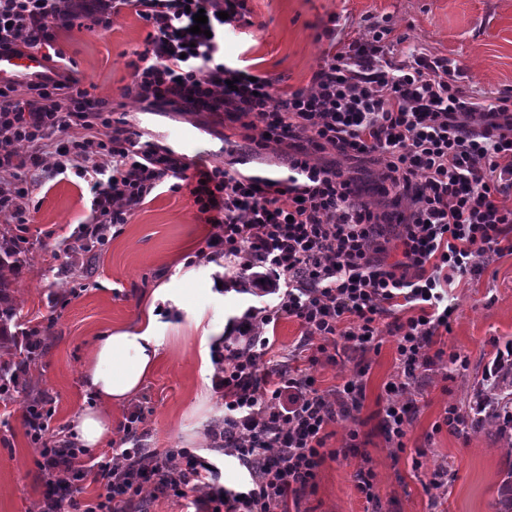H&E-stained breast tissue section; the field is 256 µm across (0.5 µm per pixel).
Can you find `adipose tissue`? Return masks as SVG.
I'll use <instances>...</instances> for the list:
<instances>
[{
    "label": "adipose tissue",
    "instance_id": "obj_1",
    "mask_svg": "<svg viewBox=\"0 0 512 512\" xmlns=\"http://www.w3.org/2000/svg\"><path fill=\"white\" fill-rule=\"evenodd\" d=\"M179 288L155 290L147 311V324L134 330H109L97 338L84 367L85 390L103 404H120L140 391L161 356L157 334L173 309L181 307ZM76 442L96 448L112 436V419L95 409H84L72 424Z\"/></svg>",
    "mask_w": 512,
    "mask_h": 512
}]
</instances>
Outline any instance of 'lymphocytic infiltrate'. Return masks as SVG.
Instances as JSON below:
<instances>
[{
  "instance_id": "obj_1",
  "label": "lymphocytic infiltrate",
  "mask_w": 512,
  "mask_h": 512,
  "mask_svg": "<svg viewBox=\"0 0 512 512\" xmlns=\"http://www.w3.org/2000/svg\"><path fill=\"white\" fill-rule=\"evenodd\" d=\"M128 6L149 27L121 93L129 105L225 113L262 150L306 141L281 177H242L232 159L198 169L190 190L213 226L205 260L237 257L245 270H260V293L279 297L234 320L214 381L224 418L204 433L250 480L220 485L218 464L187 448L94 456L42 443L39 512H130L171 495L192 496L205 512H289L315 485L329 426L361 412L365 398L361 375L322 390L310 367L395 337L402 373L386 385L381 426L398 444L418 413V370L444 359L464 366L436 339L450 328L455 280L481 259L512 254V204L500 197L512 183V93L466 95L447 59L408 45L389 25L325 53L305 86L281 92L224 60V30L243 20L245 0H92L84 13L75 0H0V54L39 52L46 63L0 84L1 224L25 223L24 183L35 174L70 168L84 180L93 210L88 241H105L164 182L180 190L186 159L113 117L111 103L83 87L56 46L59 27L85 14L107 29ZM201 11L207 31L196 34ZM326 153L340 164L325 163ZM346 162L376 166L398 212L358 199ZM385 224L399 227L401 257L391 263L381 258ZM404 310L408 318L398 319ZM283 317L298 321L308 366L261 370L276 342L270 327ZM84 481L99 485L95 499L74 498L73 484Z\"/></svg>"
}]
</instances>
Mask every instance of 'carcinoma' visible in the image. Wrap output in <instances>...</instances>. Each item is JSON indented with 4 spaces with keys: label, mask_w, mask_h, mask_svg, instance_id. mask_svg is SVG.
Masks as SVG:
<instances>
[{
    "label": "carcinoma",
    "mask_w": 512,
    "mask_h": 512,
    "mask_svg": "<svg viewBox=\"0 0 512 512\" xmlns=\"http://www.w3.org/2000/svg\"><path fill=\"white\" fill-rule=\"evenodd\" d=\"M20 249L16 238L0 232V266L19 267ZM12 282L0 279V391L16 383L20 366L38 360L43 348L33 342L19 345L10 326H19L11 296ZM473 426L492 428L504 442L507 470L498 491L497 512H512V341L507 349L496 350L491 367L474 394Z\"/></svg>",
    "instance_id": "1"
}]
</instances>
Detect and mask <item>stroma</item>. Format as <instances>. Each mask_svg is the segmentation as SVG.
Returning <instances> with one entry per match:
<instances>
[{
    "label": "stroma",
    "mask_w": 512,
    "mask_h": 512,
    "mask_svg": "<svg viewBox=\"0 0 512 512\" xmlns=\"http://www.w3.org/2000/svg\"><path fill=\"white\" fill-rule=\"evenodd\" d=\"M248 21L224 36L225 60L251 73L277 80L279 90L305 86L331 42L325 27L335 26L337 45L366 34L375 23L394 24L408 44L457 67L459 85L474 97L512 89V0H246ZM148 28L134 7L123 8L112 28L58 29V44L74 62L83 86L119 102L128 84V63L143 49ZM131 123L153 130L182 127L219 148L214 164L236 155L250 156L263 172L279 171L280 160L256 149L239 124L213 112L138 110ZM92 197L73 170L52 178L32 177L28 223L18 225L22 265L11 277L13 301L22 322L45 328L49 344L23 381L44 393L53 411L48 433L66 439L76 414L93 406L85 392L83 368L95 340L110 329H133L143 321L152 293L175 282L185 291L193 318L215 329L248 306H272L275 296L259 297L209 286L217 273L234 276V264L213 270L198 253L212 233L188 189L160 186L128 220L113 226L107 242L71 267L67 245L91 220ZM455 311L445 352L465 356L464 367L423 372L414 386L419 407L403 439V449L388 443L381 430L385 385L398 373L394 337L383 336L378 349L357 355L337 354L320 361L312 374L325 390L365 367V399L357 421H343L327 449H339L349 428H356L361 454L326 458L312 493L302 497V512H368L355 480L360 467L376 474L373 491L380 512H495L497 489L505 468L500 443L471 424L444 422L448 407L462 415L498 347L512 339V255L494 257L453 286ZM213 372L203 371L193 329L164 332L163 356L137 399L147 411L145 444L150 448H189L215 457L203 432L224 415V402L213 387ZM30 391V392H31ZM28 394V393H27ZM27 394L0 399V512H36L44 481L35 445L24 422ZM447 471V492L434 497L428 484L436 471Z\"/></svg>",
    "instance_id": "obj_1"
}]
</instances>
